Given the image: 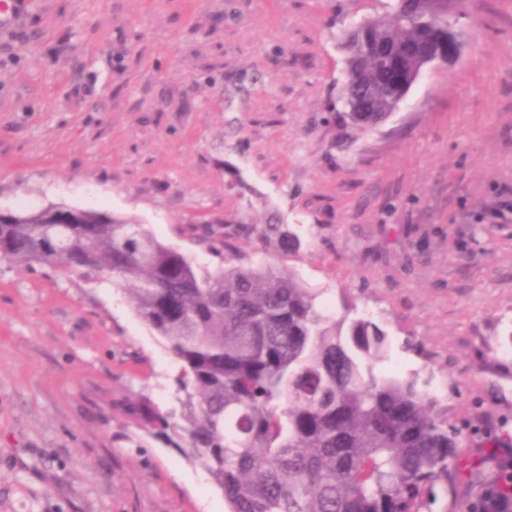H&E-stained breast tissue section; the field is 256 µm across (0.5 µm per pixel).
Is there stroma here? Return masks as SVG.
I'll return each instance as SVG.
<instances>
[{"mask_svg": "<svg viewBox=\"0 0 512 512\" xmlns=\"http://www.w3.org/2000/svg\"><path fill=\"white\" fill-rule=\"evenodd\" d=\"M0 26V209L131 219L196 262L204 217L335 312L389 334L449 423L512 418V0H465L458 57L374 131L328 108L345 32L388 0H18ZM177 360L111 280L0 261V512H224L207 474L142 430Z\"/></svg>", "mask_w": 512, "mask_h": 512, "instance_id": "1", "label": "stroma"}]
</instances>
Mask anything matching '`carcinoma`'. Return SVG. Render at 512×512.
Masks as SVG:
<instances>
[{
	"label": "carcinoma",
	"instance_id": "obj_1",
	"mask_svg": "<svg viewBox=\"0 0 512 512\" xmlns=\"http://www.w3.org/2000/svg\"><path fill=\"white\" fill-rule=\"evenodd\" d=\"M406 13L400 0L386 18L351 29L389 48L385 55L346 35L348 52L378 72L427 37L459 42L448 16ZM397 84L365 86L362 69L344 72L338 100L371 101L369 112H342L374 129L397 103ZM191 239L219 263L200 266L145 225L90 209L50 204L0 213V260L57 273L110 276L125 288L137 317L163 338L179 363L176 406L148 398L132 408L142 428L162 436L207 473L226 512H512V433L477 420L448 423L415 373L375 372L391 343L373 319L345 305L328 314L318 293L292 273L243 262L233 241L255 235L283 253L301 241L283 224L212 220Z\"/></svg>",
	"mask_w": 512,
	"mask_h": 512
}]
</instances>
